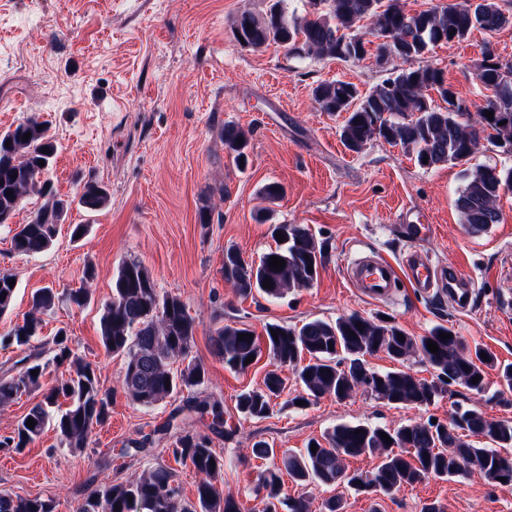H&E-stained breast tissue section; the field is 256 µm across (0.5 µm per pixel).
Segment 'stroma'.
<instances>
[{"label": "stroma", "mask_w": 512, "mask_h": 512, "mask_svg": "<svg viewBox=\"0 0 512 512\" xmlns=\"http://www.w3.org/2000/svg\"><path fill=\"white\" fill-rule=\"evenodd\" d=\"M272 0H0V133L35 117L46 122L58 151L49 172L60 195L75 197L83 183L105 186L108 206L89 212L72 206L52 245L29 257L11 247L9 227L0 226V272L14 276L17 295L0 335L22 320L32 292L58 293L88 287L84 308L60 302L43 317L44 337L65 330L72 348L96 369L112 393L109 417L89 445L73 453L54 431L22 452L0 449V493L53 500L55 512H76L90 484L118 483L164 465L171 468L187 500L200 480L171 449L183 432L207 433L190 400H217L234 426L232 436H213V446L233 459L224 487L237 493L243 512L267 462L253 457L257 441L277 452H297L343 422L394 427L409 420H447L453 406H477L490 416L512 419V391L486 400L461 386L430 406L394 408L359 394L339 401L323 398L307 408L290 406L295 388L274 400L267 417L246 418L236 408L240 393L261 388L274 363L268 356L248 370L225 367L209 347L210 332L222 325L263 332L266 324L299 325L351 313L383 316L409 335L437 324L469 343L512 363V283L502 273L512 255V194L499 202L501 220L474 233L455 207L464 183L460 167L418 165L411 150L374 140L358 153L340 140L344 115L319 111L313 88L341 79L371 91L389 76L431 64L444 70L460 95L483 104L486 92L474 77L485 39L512 58V28L493 36L474 31L461 43L442 44L405 60L369 52L361 61L291 55L272 45L254 50L232 35L242 10L265 14ZM233 124L248 135L250 162L237 167L224 150L220 131ZM285 194L270 202L260 193L269 182ZM210 205L211 223L198 221ZM410 208L425 215L432 232L421 247L433 262L457 264L474 283L467 311L447 300L424 298L405 287L374 303L358 296L344 279L358 254L377 251L398 259L412 244L399 215ZM88 227L81 239L71 228ZM275 224H301L323 242L327 258L317 281L282 299L242 298L225 282L224 250L235 247L245 260L274 249ZM141 261L158 290L178 296L197 324L187 358L207 370L203 386L151 407L134 403L120 387L125 360L106 355L99 342V317L112 296V278L122 262ZM96 278L83 282L86 264ZM152 442L134 451L144 436ZM283 492L305 496L310 512H325L331 497L343 512H512V486L493 487L479 471L463 479H429L380 498L342 486L298 485L284 478Z\"/></svg>", "instance_id": "obj_1"}]
</instances>
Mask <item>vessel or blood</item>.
<instances>
[{"mask_svg": "<svg viewBox=\"0 0 512 512\" xmlns=\"http://www.w3.org/2000/svg\"><path fill=\"white\" fill-rule=\"evenodd\" d=\"M345 279L359 295L373 301L388 300L405 285L424 297L448 294L460 311L468 310L474 288L457 264H432L428 254L417 249L397 263L378 253L353 260Z\"/></svg>", "mask_w": 512, "mask_h": 512, "instance_id": "b4317fda", "label": "vessel or blood"}]
</instances>
